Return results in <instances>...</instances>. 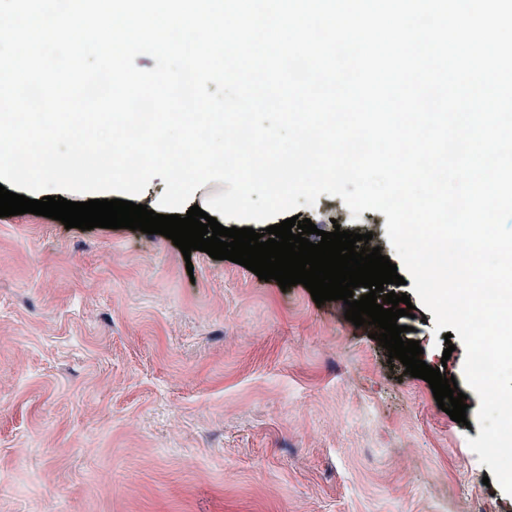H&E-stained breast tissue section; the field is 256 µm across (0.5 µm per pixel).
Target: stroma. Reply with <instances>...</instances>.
Returning a JSON list of instances; mask_svg holds the SVG:
<instances>
[{"label":"stroma","instance_id":"stroma-1","mask_svg":"<svg viewBox=\"0 0 512 512\" xmlns=\"http://www.w3.org/2000/svg\"><path fill=\"white\" fill-rule=\"evenodd\" d=\"M295 213L394 254L381 212ZM344 313L160 234L0 218V512H512L469 446L459 337L398 320L463 424Z\"/></svg>","mask_w":512,"mask_h":512}]
</instances>
